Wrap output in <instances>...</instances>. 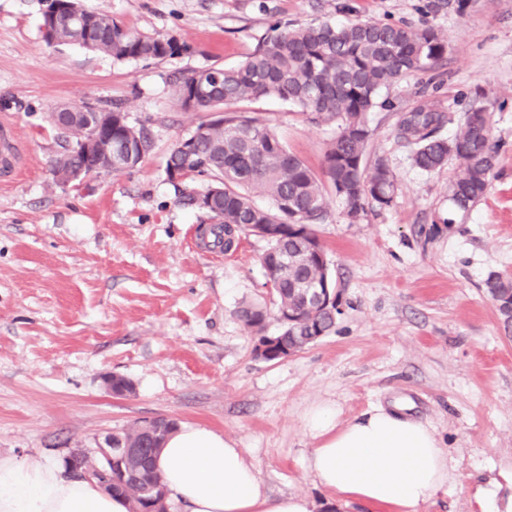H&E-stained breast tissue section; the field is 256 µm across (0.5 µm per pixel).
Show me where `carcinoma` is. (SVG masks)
<instances>
[{
    "instance_id": "cac0c4a2",
    "label": "carcinoma",
    "mask_w": 512,
    "mask_h": 512,
    "mask_svg": "<svg viewBox=\"0 0 512 512\" xmlns=\"http://www.w3.org/2000/svg\"><path fill=\"white\" fill-rule=\"evenodd\" d=\"M470 0H424L420 10L436 15L444 9L465 14ZM56 12L54 44L77 45L116 61L173 58L193 48L175 35L131 30L111 15L87 9L82 0H43ZM273 35L263 40L246 60L231 68L209 67L173 76L180 105L196 112H222L224 121H202L203 135L191 130L168 154L167 180L175 185L198 176L209 181L215 204L203 208L214 224L212 243L232 249L235 234H255L259 224L277 225L266 238L262 255L267 282L272 284L280 322L279 345L306 347L314 337L326 336L336 326V314L304 291L325 277V255L313 226L328 218V193L342 202L347 215H360L365 204H392L396 177L382 155L367 161L371 131L367 115L389 108L382 91L417 72L433 67L445 54L446 44L431 26L403 22L355 19L345 24L328 22L283 27L272 25ZM260 97H274L296 107L316 125L334 122L336 136L324 153L322 175L290 152L258 117L229 110V106ZM112 130L81 121L54 123L63 146L52 160L55 184L66 186L87 175L93 161L77 149L93 136L112 135V173L129 172L141 163L140 147L149 151L151 138L142 127L129 124L121 106L112 109ZM448 114L434 95L424 90L417 104L397 113L395 136L413 146L412 162L434 173L451 161L459 171L451 181L447 223L470 212L485 196L493 177L497 145L491 138V115L473 107L464 115L462 129L453 139L439 136ZM486 287L506 302L500 307L505 321L512 320V279L491 275ZM244 326L261 341L265 337L267 309L244 303L238 309ZM177 428L167 423L148 430L135 422L112 434L115 448H141L143 452L121 460L112 468V492L126 497L130 512H163L161 476L155 459L166 437Z\"/></svg>"
}]
</instances>
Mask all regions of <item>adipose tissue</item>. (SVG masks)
<instances>
[{"label": "adipose tissue", "instance_id": "1", "mask_svg": "<svg viewBox=\"0 0 512 512\" xmlns=\"http://www.w3.org/2000/svg\"><path fill=\"white\" fill-rule=\"evenodd\" d=\"M318 445L306 468L317 485L373 512H421L450 482L448 450L435 429L376 408L345 419L324 402L305 417ZM166 495L185 512H311L301 494L270 495L244 449L223 433L185 423L156 458ZM129 501L96 481L67 477L39 459L0 457V512H129Z\"/></svg>", "mask_w": 512, "mask_h": 512}]
</instances>
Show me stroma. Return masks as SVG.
<instances>
[{
	"instance_id": "1",
	"label": "stroma",
	"mask_w": 512,
	"mask_h": 512,
	"mask_svg": "<svg viewBox=\"0 0 512 512\" xmlns=\"http://www.w3.org/2000/svg\"><path fill=\"white\" fill-rule=\"evenodd\" d=\"M423 0H84L128 28L174 34L191 54L115 62L43 40L41 0H0V123L23 159L0 178V455L64 464L76 448L95 454L104 437L159 416L196 423L238 442L272 495L302 494L313 512H370L317 486L304 429L315 404L343 417L384 407L436 428L454 466L446 495L423 512H480L479 495L512 501V325L486 293L512 274V0H471L465 15L421 13ZM376 19L435 27L447 50L435 67L388 92L393 110L368 116L370 155L396 175L391 206L350 220L339 200L316 233L341 291L334 331L281 361L254 351L237 315L245 302L272 305L260 257L267 243L238 235L208 246L202 211L180 203L203 191L175 189L164 162L203 112L183 109L170 77L234 67L284 25ZM436 93L459 133L470 107L492 114L494 178L469 214L447 223L457 165L417 169L394 128L422 89ZM121 104L153 148L135 170L80 185L53 184L60 150L49 112L61 105ZM261 117L314 171L335 124H310L274 98L237 104ZM133 393L108 392L109 376Z\"/></svg>"
}]
</instances>
